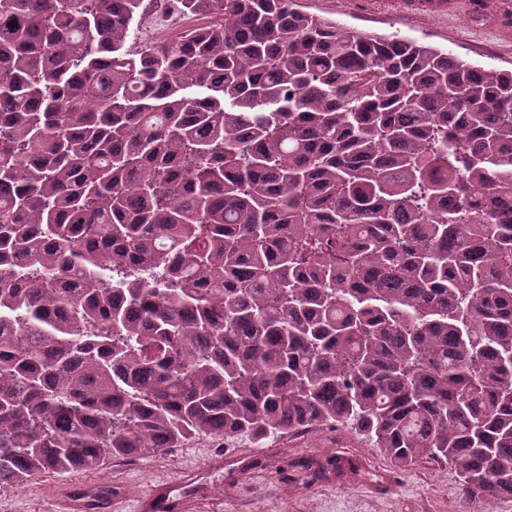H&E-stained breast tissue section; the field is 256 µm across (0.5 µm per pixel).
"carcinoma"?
<instances>
[{"label":"carcinoma","instance_id":"obj_1","mask_svg":"<svg viewBox=\"0 0 512 512\" xmlns=\"http://www.w3.org/2000/svg\"><path fill=\"white\" fill-rule=\"evenodd\" d=\"M174 6L0 0V485L332 425L512 497V70ZM203 22L199 18L183 15L168 1L153 0L138 30V40L141 46L172 45L178 33Z\"/></svg>","mask_w":512,"mask_h":512}]
</instances>
